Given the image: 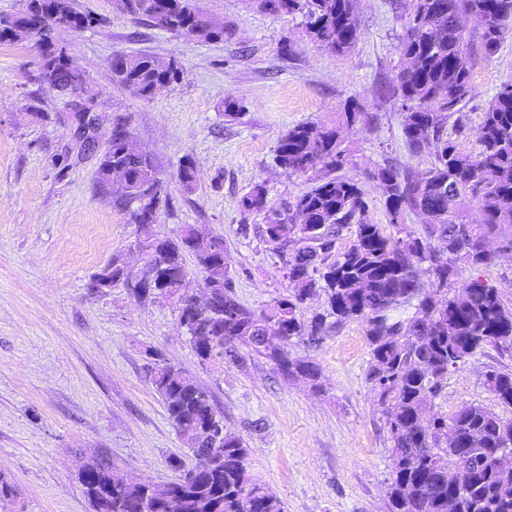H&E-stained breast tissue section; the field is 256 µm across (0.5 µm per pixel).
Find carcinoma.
<instances>
[{"mask_svg":"<svg viewBox=\"0 0 512 512\" xmlns=\"http://www.w3.org/2000/svg\"><path fill=\"white\" fill-rule=\"evenodd\" d=\"M122 3L127 12L165 31L204 43L224 40V26L199 11L193 0ZM254 3L270 14L302 13L309 37L326 52L345 55L359 41L355 0ZM46 18L74 31L100 23L93 12L74 10L70 0H26L16 15L0 17V42L32 36L36 21ZM476 20L480 45L492 57L512 24V0H411L403 26L404 66L396 88L401 131L410 152L417 154L429 143L436 151L422 172L386 164L368 176L384 187L390 222L398 226L406 213L417 212L426 218L422 232L386 235L369 218L359 182L342 173L349 164L343 130L365 118L357 104L349 103L336 113V122L296 125L278 143L275 161L281 169L314 174L307 191L277 205L257 183L239 200L242 210L263 214L260 237L273 247L293 285L291 294L269 310L257 313L235 297L224 237L204 238L189 226L176 239L157 238L147 245L142 274H131L114 259L93 278L102 288L124 281L140 303L156 297L175 300L180 324L201 363L236 359L238 348H246L282 376H300L314 389L321 388L319 366L309 359L285 360L283 349L315 343L327 330L350 321L365 323L371 349L366 378L384 408L391 442L392 512H448L453 496L462 499L464 512H512V463H487L512 445V419L475 404L448 417L433 405L450 370L486 346H512V307L497 289L473 280L448 290L459 267L479 270L492 264L469 248L471 241L512 227V82L502 84L483 107L477 148L464 151L453 138L464 127L463 109L472 98L463 58ZM57 47L53 38L41 39L40 82L60 95L76 91L92 101L83 71L60 62ZM110 67L117 82L145 98L180 79L173 60L143 53L116 54ZM177 177L184 191L196 189L190 157L183 159ZM97 178L103 187L118 179L121 198L140 202L130 214L136 224L154 223L167 204L151 158L120 130L113 131L99 160ZM351 224L356 226L354 243L339 252L336 241ZM188 256L205 274L207 299L202 302L186 295L174 274L186 269ZM422 266L433 278L429 292L417 276ZM319 294L326 297V309L305 319L302 305ZM412 303L414 315H395ZM147 377L183 446L197 447L209 427L214 454L195 463L189 482L175 486V508L164 491L114 469L102 455L92 456L78 469L92 512H139L143 506L149 512H284L280 498L248 472L244 441L224 428L211 393L194 376L158 355ZM484 386L501 405L512 407V373L488 370ZM450 428L456 435L453 446L445 439ZM461 461L472 470L464 488L454 480Z\"/></svg>","mask_w":512,"mask_h":512,"instance_id":"cac0c4a2","label":"carcinoma"}]
</instances>
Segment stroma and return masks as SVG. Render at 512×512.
Listing matches in <instances>:
<instances>
[{"label":"stroma","instance_id":"obj_1","mask_svg":"<svg viewBox=\"0 0 512 512\" xmlns=\"http://www.w3.org/2000/svg\"><path fill=\"white\" fill-rule=\"evenodd\" d=\"M71 3L103 19L52 33L85 72L100 118L96 152L74 153L68 100L39 80L37 37L0 44V475L16 490L15 512H90L77 471L95 454L158 486L174 479L169 458L189 452L146 377L156 353L211 391L225 428L245 443L250 473L285 512H391L390 441L366 380L365 324L348 322L319 344L289 346L292 358L321 367L315 391L245 349L237 361L201 363L174 301L142 304L122 284L96 288L92 280L115 259L142 271L140 242L171 239L191 225L223 236L243 305L261 312L290 294L278 257L259 237L262 215L238 201L258 183L274 202L306 191L305 177L276 165V145L298 124L335 117L349 100L369 118L345 133V173L359 180L371 221L397 235L383 189L368 173L386 163L419 172L433 159L428 149L408 151L393 93L407 0H356L360 40L345 55L310 41L301 14H270L252 0H195L224 26L216 44L151 26L116 0ZM121 52L174 60L181 79L141 97L112 79L110 61ZM466 64L475 99L456 140L469 151L480 106L512 80V29L490 58L471 40ZM228 99L239 105V118L225 116ZM116 127L152 156L170 198L152 224L131 223L129 208L116 206L97 182ZM64 154L71 157L65 170L57 164ZM186 156L196 166L189 194L177 180ZM474 278L512 307V252L477 272L460 269L455 283ZM490 369L512 373V349L485 348L450 371L436 410L450 415L480 404L512 419V408L483 385Z\"/></svg>","mask_w":512,"mask_h":512}]
</instances>
